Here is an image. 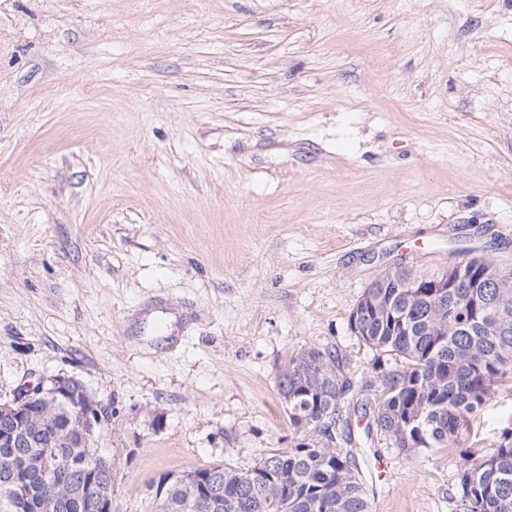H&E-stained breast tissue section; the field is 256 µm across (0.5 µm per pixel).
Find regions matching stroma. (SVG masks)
I'll use <instances>...</instances> for the list:
<instances>
[{
	"label": "stroma",
	"mask_w": 512,
	"mask_h": 512,
	"mask_svg": "<svg viewBox=\"0 0 512 512\" xmlns=\"http://www.w3.org/2000/svg\"><path fill=\"white\" fill-rule=\"evenodd\" d=\"M473 256L512 268V0H0V402L80 379L112 512L291 447L304 349L364 402L365 288ZM356 441L373 512H462L456 452Z\"/></svg>",
	"instance_id": "obj_1"
}]
</instances>
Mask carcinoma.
<instances>
[{"mask_svg": "<svg viewBox=\"0 0 512 512\" xmlns=\"http://www.w3.org/2000/svg\"><path fill=\"white\" fill-rule=\"evenodd\" d=\"M419 277L410 267L377 278L349 316L350 330L380 353L373 392L365 404L366 436L378 433L402 452L459 447L482 408L512 389V270H489L484 306L471 309L469 284L444 298L406 288ZM297 441L253 468L210 465L159 481L155 512H371L358 460L336 443L354 439L343 411L351 389L330 348L310 347L278 375ZM16 448L0 447V505L23 484L20 512H98L77 496L81 481L114 491V460L83 445L73 411L42 403ZM69 423V442L48 445L45 427ZM462 512H512V430L490 453H460Z\"/></svg>", "mask_w": 512, "mask_h": 512, "instance_id": "1", "label": "carcinoma"}]
</instances>
